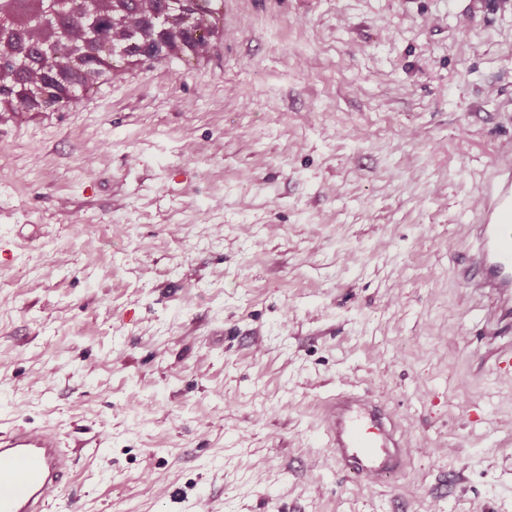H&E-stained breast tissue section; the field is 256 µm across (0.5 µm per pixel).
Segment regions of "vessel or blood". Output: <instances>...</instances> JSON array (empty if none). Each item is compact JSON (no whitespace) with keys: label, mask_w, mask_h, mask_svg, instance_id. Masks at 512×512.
Here are the masks:
<instances>
[{"label":"vessel or blood","mask_w":512,"mask_h":512,"mask_svg":"<svg viewBox=\"0 0 512 512\" xmlns=\"http://www.w3.org/2000/svg\"><path fill=\"white\" fill-rule=\"evenodd\" d=\"M481 212L459 242L454 270L486 303L483 357L512 378V166L479 197ZM323 435L338 472L371 483L404 473L410 460L399 424L384 402L346 389L323 404ZM74 453L51 426L0 428V512H49L50 496L73 479Z\"/></svg>","instance_id":"obj_1"}]
</instances>
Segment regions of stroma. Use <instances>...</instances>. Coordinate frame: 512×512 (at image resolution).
<instances>
[{"label":"stroma","mask_w":512,"mask_h":512,"mask_svg":"<svg viewBox=\"0 0 512 512\" xmlns=\"http://www.w3.org/2000/svg\"><path fill=\"white\" fill-rule=\"evenodd\" d=\"M211 6L206 58L0 116V424L90 444L51 512H512L452 278L512 162V0ZM348 387L405 431L386 485L329 461Z\"/></svg>","instance_id":"1"}]
</instances>
